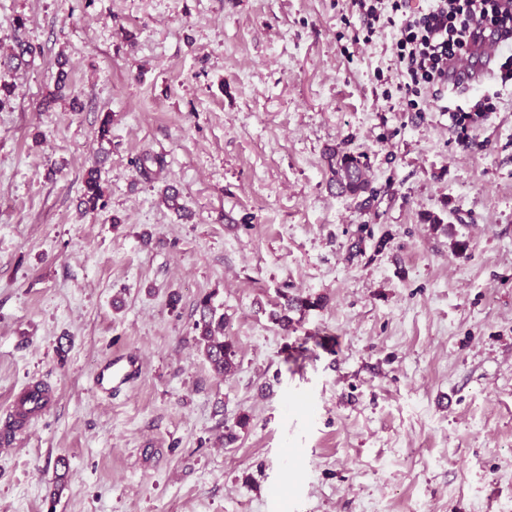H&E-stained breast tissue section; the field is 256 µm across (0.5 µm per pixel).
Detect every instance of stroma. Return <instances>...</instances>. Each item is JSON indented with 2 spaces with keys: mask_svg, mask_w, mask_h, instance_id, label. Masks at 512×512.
I'll return each mask as SVG.
<instances>
[{
  "mask_svg": "<svg viewBox=\"0 0 512 512\" xmlns=\"http://www.w3.org/2000/svg\"><path fill=\"white\" fill-rule=\"evenodd\" d=\"M397 38L352 0H0V55L39 49L0 68V437L51 393L0 448V512H512V93L459 138L399 91ZM339 144L371 207L330 188ZM284 291L321 300L287 332ZM111 355L138 372L105 398ZM81 204L89 211L103 210L106 206L105 191L101 184L100 171L97 167L90 168L84 179ZM197 310L199 318L193 325L195 345L217 374L234 372L237 369L238 351L235 342L224 334V312H218L210 296L200 299Z\"/></svg>",
  "mask_w": 512,
  "mask_h": 512,
  "instance_id": "stroma-1",
  "label": "stroma"
}]
</instances>
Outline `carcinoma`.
I'll list each match as a JSON object with an SVG mask.
<instances>
[{
    "label": "carcinoma",
    "instance_id": "carcinoma-1",
    "mask_svg": "<svg viewBox=\"0 0 512 512\" xmlns=\"http://www.w3.org/2000/svg\"><path fill=\"white\" fill-rule=\"evenodd\" d=\"M36 53L37 47L18 41L13 55L8 58L0 57V67L10 68L14 62L21 63L24 57H33ZM327 162L332 174L331 182L341 192L353 196L367 194L371 198L375 197L374 190L365 177V162L362 161V155L334 147L327 151ZM81 203L85 205V209L93 212L102 210L106 206L100 171L96 167L89 169L86 173ZM282 298L284 303L281 305V311L271 313V319L285 333L292 326L288 311L318 307L321 302L319 297L314 300L308 297H290L286 292L282 294ZM197 310L199 318L193 325L195 345L216 373L228 375L234 372L237 369L238 351L235 342L224 334L226 327L224 314L218 312L209 296L200 299Z\"/></svg>",
    "mask_w": 512,
    "mask_h": 512
}]
</instances>
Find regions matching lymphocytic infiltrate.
<instances>
[{
    "mask_svg": "<svg viewBox=\"0 0 512 512\" xmlns=\"http://www.w3.org/2000/svg\"><path fill=\"white\" fill-rule=\"evenodd\" d=\"M390 9L402 16L397 59L405 94L427 84L438 95H450L447 112L458 131L467 130V117L480 120L494 111L493 94L470 97L472 75L464 62L484 34L493 33L500 79L512 81V0H428L417 11L409 10L408 0H391Z\"/></svg>",
    "mask_w": 512,
    "mask_h": 512,
    "instance_id": "1",
    "label": "lymphocytic infiltrate"
}]
</instances>
